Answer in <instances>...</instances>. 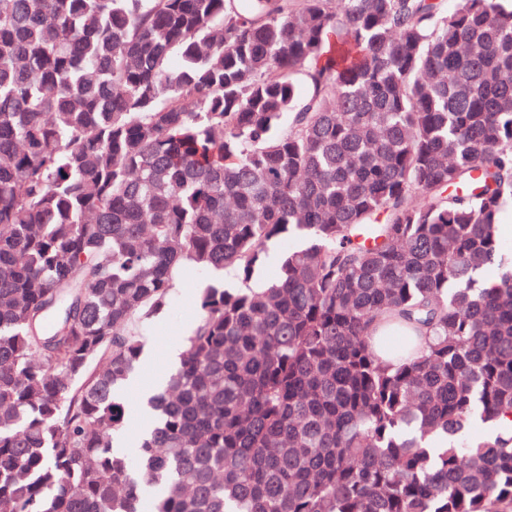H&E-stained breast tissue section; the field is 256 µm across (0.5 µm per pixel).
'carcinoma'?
I'll use <instances>...</instances> for the list:
<instances>
[{"instance_id":"carcinoma-1","label":"carcinoma","mask_w":512,"mask_h":512,"mask_svg":"<svg viewBox=\"0 0 512 512\" xmlns=\"http://www.w3.org/2000/svg\"><path fill=\"white\" fill-rule=\"evenodd\" d=\"M510 204L512 0H0V512H512ZM216 281L223 282L226 288H238L239 285L233 275L224 271L213 273L193 270L186 273L178 288L174 289L169 306L143 329L145 351L154 354L152 361L145 360L143 372L152 363L159 377H166L172 368L165 359V348L169 344H178L182 348L186 338L185 327H193L195 324L197 311L190 298L198 294L200 288ZM125 402L130 413V420L124 437L130 444H134L139 439L140 429L145 421L138 408V392L135 387H129L125 394Z\"/></svg>"}]
</instances>
